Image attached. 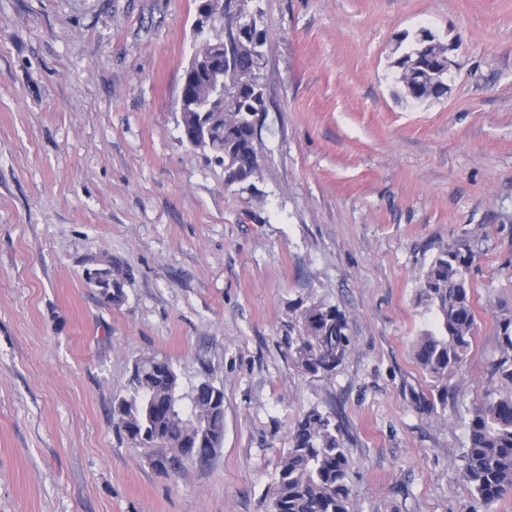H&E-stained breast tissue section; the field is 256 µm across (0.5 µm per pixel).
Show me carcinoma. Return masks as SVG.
<instances>
[{"label": "carcinoma", "instance_id": "cac0c4a2", "mask_svg": "<svg viewBox=\"0 0 512 512\" xmlns=\"http://www.w3.org/2000/svg\"><path fill=\"white\" fill-rule=\"evenodd\" d=\"M250 20L243 28L241 45L233 54V74L224 81V110L201 121L195 107L182 112L187 141L221 155L238 183L253 175L255 155L250 111L264 106L257 94L264 55L251 49L254 39H265L262 15L248 4ZM392 62L397 69V97L423 104L448 91V43L438 36L416 34ZM196 101H210L212 79L207 74L190 78ZM472 254L444 248L422 275L421 299L434 312L440 329L426 331L414 344L420 367L433 380L432 404L446 406L448 375L466 359L474 336L469 271ZM346 322L333 307L313 304L300 315L295 339V362L311 374L330 372L348 347ZM500 357L495 370L512 383V315L497 323ZM178 375L172 363L157 356L139 361L126 395L116 399L112 417L116 427L136 448L147 450L155 462L176 448L199 462L221 447L224 436L223 394L206 383L196 387L191 407L181 410ZM340 425L333 416L312 408L289 431L288 448L280 455L271 512H350V465L341 442ZM463 478L473 487L484 512H496L504 493L512 489V392L488 399L471 412L468 446L463 453Z\"/></svg>", "mask_w": 512, "mask_h": 512}]
</instances>
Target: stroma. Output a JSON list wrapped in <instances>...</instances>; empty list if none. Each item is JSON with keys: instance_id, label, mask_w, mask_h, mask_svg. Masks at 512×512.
I'll use <instances>...</instances> for the list:
<instances>
[{"instance_id": "35a3bbf8", "label": "stroma", "mask_w": 512, "mask_h": 512, "mask_svg": "<svg viewBox=\"0 0 512 512\" xmlns=\"http://www.w3.org/2000/svg\"><path fill=\"white\" fill-rule=\"evenodd\" d=\"M199 0H0V512H267L295 421L341 427L351 512H471L472 408L512 314V0H256L258 169L226 185L181 121ZM458 42L440 99H396L403 33ZM474 254L448 404L413 344L421 276ZM120 269L106 301L95 270ZM347 324L328 373L288 333ZM224 391L221 448L162 474L112 420L133 363ZM347 325L336 308L313 304L300 315L295 339V362L304 372H330L348 347Z\"/></svg>"}]
</instances>
